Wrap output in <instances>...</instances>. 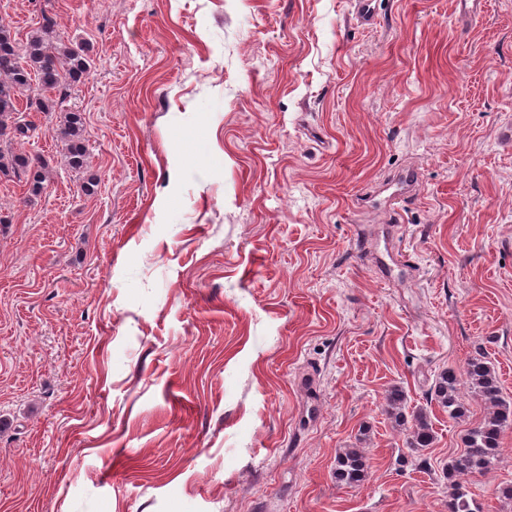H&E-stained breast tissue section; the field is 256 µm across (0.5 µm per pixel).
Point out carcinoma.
<instances>
[{
  "label": "carcinoma",
  "instance_id": "cac0c4a2",
  "mask_svg": "<svg viewBox=\"0 0 512 512\" xmlns=\"http://www.w3.org/2000/svg\"><path fill=\"white\" fill-rule=\"evenodd\" d=\"M90 73L89 44L72 45L56 31V22L46 15L41 25L20 45L11 29L0 25V137L8 141L28 138L35 130L17 108L19 99L32 91V81L45 95L26 101L25 109L38 112L55 110V100L48 96L60 93ZM58 135L65 150L69 168L83 174L82 191L92 195L97 190L98 176L87 166L89 139L85 114L79 110L60 112ZM24 179L28 193L39 195L50 178V168L40 157L0 148V178ZM463 375L466 384L483 403L486 415L476 426L467 430L464 452L448 461V512H480L466 486L469 476L483 475L498 461L501 454V436L512 428V403L503 395L495 372L485 355L469 359ZM431 400L448 410V417L458 419L465 415L458 373L448 368L435 378ZM388 413L396 423H406L404 393L392 388L386 393ZM410 447L421 451L433 441L431 427L425 413L413 415ZM368 465L361 448H344L336 454L334 478L342 486L360 485L366 478Z\"/></svg>",
  "mask_w": 512,
  "mask_h": 512
}]
</instances>
